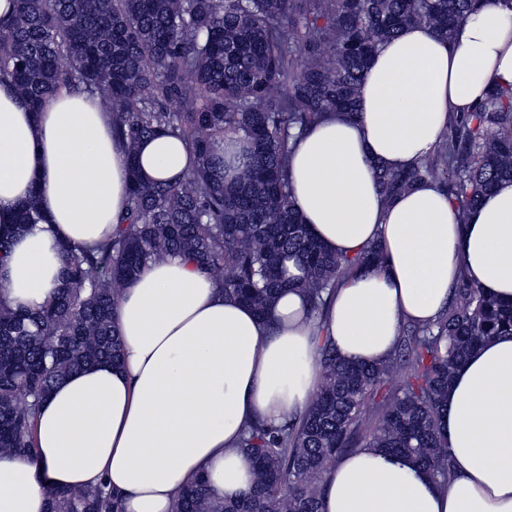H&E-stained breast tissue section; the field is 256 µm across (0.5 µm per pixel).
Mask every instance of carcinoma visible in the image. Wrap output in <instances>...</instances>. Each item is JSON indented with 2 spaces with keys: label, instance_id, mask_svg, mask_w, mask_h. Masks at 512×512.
Here are the masks:
<instances>
[{
  "label": "carcinoma",
  "instance_id": "cac0c4a2",
  "mask_svg": "<svg viewBox=\"0 0 512 512\" xmlns=\"http://www.w3.org/2000/svg\"><path fill=\"white\" fill-rule=\"evenodd\" d=\"M512 0H13L0 22V82L41 111L64 89L82 87L111 113L134 160L138 143L176 135L195 166L179 183H141L130 167L124 227L92 249L61 245V287L41 308L0 305V452L35 460L34 416L70 373L119 361L114 296L143 264L186 253L219 281L224 296L265 318L288 287L294 257L310 309L324 316L330 292L381 251L339 256L292 209L290 141L326 113H356L367 64L406 26L427 24L450 40L468 14ZM247 149L218 157L226 136ZM512 180V87L493 83L469 112L452 114L436 149L408 170L379 167L391 198L420 182L440 184L466 220L499 181ZM39 219L21 205L20 228ZM512 335V303L466 278L438 319L404 323L393 356L365 366L339 357L318 325L320 384L311 405L279 427L247 425L240 448L255 474L236 499L211 495L201 479L174 512H321L323 476L359 448L410 456L447 482L448 447L439 404L455 369L484 341ZM50 512H119L104 487H56Z\"/></svg>",
  "mask_w": 512,
  "mask_h": 512
}]
</instances>
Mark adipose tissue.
Masks as SVG:
<instances>
[{
  "label": "adipose tissue",
  "mask_w": 512,
  "mask_h": 512,
  "mask_svg": "<svg viewBox=\"0 0 512 512\" xmlns=\"http://www.w3.org/2000/svg\"><path fill=\"white\" fill-rule=\"evenodd\" d=\"M512 85V8L487 5L445 39L405 28L383 45L361 83L355 115L330 114L294 142L291 205L335 254L381 248L379 269L328 297L326 327L339 356L374 365L392 355L402 323L429 324L459 277L512 301V181H500L467 224L443 188L425 181L385 199L375 170L409 168L448 130L450 113ZM193 153L180 137L140 142L148 184L176 183ZM125 146L96 97L65 91L32 111L0 84V301L40 308L62 281L60 244L89 249L126 214ZM39 220L20 231L29 195ZM120 365L73 372L36 417L39 461L0 452V512H47L57 486L104 485L122 512H172L179 492L206 476L219 497L254 483L239 450L246 425L277 426L317 390L315 323L301 289L281 291L269 320L225 297L190 257L147 262L114 308ZM452 475L433 479L411 458L376 448L342 455L327 471L322 512H512V336L486 342L456 369L440 405Z\"/></svg>",
  "instance_id": "adipose-tissue-1"
}]
</instances>
